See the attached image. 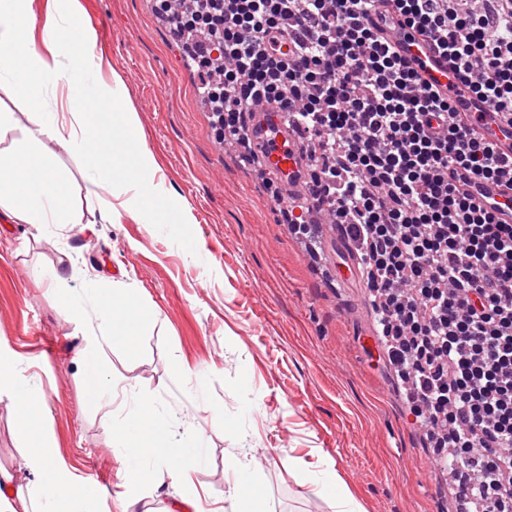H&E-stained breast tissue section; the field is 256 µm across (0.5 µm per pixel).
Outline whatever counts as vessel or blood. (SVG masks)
I'll return each instance as SVG.
<instances>
[{"instance_id":"b4317fda","label":"vessel or blood","mask_w":512,"mask_h":512,"mask_svg":"<svg viewBox=\"0 0 512 512\" xmlns=\"http://www.w3.org/2000/svg\"><path fill=\"white\" fill-rule=\"evenodd\" d=\"M371 25L421 80L450 96L455 116L472 125L480 137L493 144L502 157H512V115L484 102L455 79L447 55L435 40L406 25L395 13L376 7ZM253 151L265 171L279 184L284 198L307 193L309 161L302 142L288 123V111L276 104L255 108L247 125ZM454 184L473 203L493 214L502 224H512V184L504 180L473 181L465 172L453 177Z\"/></svg>"}]
</instances>
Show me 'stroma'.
<instances>
[{
	"label": "stroma",
	"instance_id": "stroma-1",
	"mask_svg": "<svg viewBox=\"0 0 512 512\" xmlns=\"http://www.w3.org/2000/svg\"><path fill=\"white\" fill-rule=\"evenodd\" d=\"M76 25L98 15V42L123 80V95L164 179L160 198L137 197L142 218L100 220L99 201L73 199L85 221L48 225L0 221V357L37 373L48 414L36 436L0 397V469L25 474L32 438L58 448L63 475L86 481L92 512H122L112 456L113 408L98 403L77 352L85 344L66 292L88 285L131 288L144 309L136 336L99 354L104 380L154 391L171 416L178 452L201 437L207 457L193 473L205 507L224 503L240 448L262 449L255 512H329V482L301 488L280 463L284 450L323 471L326 458L362 512H456L447 469L437 467L425 428L377 334L358 270L336 285V255L309 258L291 234L267 177L239 165L216 139L198 78L155 0H80ZM194 223H182L184 211ZM164 214V229L153 220Z\"/></svg>",
	"mask_w": 512,
	"mask_h": 512
}]
</instances>
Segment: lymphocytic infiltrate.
Returning <instances> with one entry per match:
<instances>
[{
  "instance_id": "f902f5d3",
  "label": "lymphocytic infiltrate",
  "mask_w": 512,
  "mask_h": 512,
  "mask_svg": "<svg viewBox=\"0 0 512 512\" xmlns=\"http://www.w3.org/2000/svg\"><path fill=\"white\" fill-rule=\"evenodd\" d=\"M159 0L192 44L217 138L245 143V116L291 110L325 204L367 269L389 356L458 499L512 512V224L457 192L453 167L512 177L448 100L368 23L372 0ZM433 37L456 78L512 112V0H391ZM288 50H281V42Z\"/></svg>"
}]
</instances>
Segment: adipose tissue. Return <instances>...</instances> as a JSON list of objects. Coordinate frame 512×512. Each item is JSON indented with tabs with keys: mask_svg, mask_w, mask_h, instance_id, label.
<instances>
[{
	"mask_svg": "<svg viewBox=\"0 0 512 512\" xmlns=\"http://www.w3.org/2000/svg\"><path fill=\"white\" fill-rule=\"evenodd\" d=\"M32 0H0V17L11 24L0 27V129L13 126L15 111L27 123L19 139L0 150V217L12 224L41 229L50 224H79L81 210L70 203L73 195L88 199L109 192L114 201L127 194L160 193L163 182L144 139L135 112L122 94L120 76L103 77V62L93 53L95 34L91 28L74 29L80 12L79 0H56L53 11L37 17ZM58 110H50L49 101ZM119 123L116 137H98L97 132ZM55 143L84 161L85 176L72 185L44 154L46 143ZM135 161L139 175L118 176L119 168ZM76 320L94 311L95 338L111 342L120 333L123 320L135 316L140 296L131 289L86 288L67 296ZM14 402L24 426L36 427L47 414V406L36 375L19 362L0 361V394ZM134 415L153 439L144 443L127 426L112 430V455L117 476L127 493L123 512H138L147 492L142 474L163 465L180 488L167 512H201L198 498L189 492L192 473L202 460L200 446L189 453L163 456L170 436V415L152 391L130 390ZM58 459L49 443L29 449L27 485H17L13 475L0 471V512H88V488L74 478L57 474Z\"/></svg>",
	"mask_w": 512,
	"mask_h": 512,
	"instance_id": "adipose-tissue-1",
	"label": "adipose tissue"
}]
</instances>
